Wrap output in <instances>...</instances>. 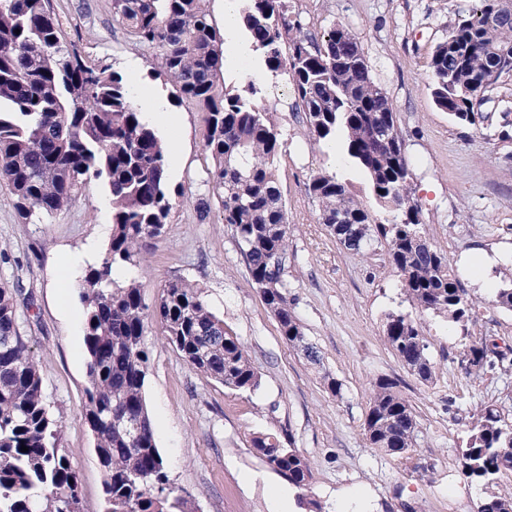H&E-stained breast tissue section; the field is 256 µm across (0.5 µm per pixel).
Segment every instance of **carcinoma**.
<instances>
[{
  "mask_svg": "<svg viewBox=\"0 0 512 512\" xmlns=\"http://www.w3.org/2000/svg\"><path fill=\"white\" fill-rule=\"evenodd\" d=\"M207 0H112L113 20L129 39L153 52L161 72L204 114L208 182L224 224L245 258L252 286L280 334L317 361L288 300V212L276 170L279 132L263 105L262 88L247 78L222 86L224 39ZM512 10L502 0H473L448 25L433 50L432 95L462 126L480 128L479 108L503 79H512ZM242 21L268 71L285 73L303 108L311 139L335 143L365 175L373 204L357 198L334 174L318 172L308 190L319 221L345 248L388 246L404 301L460 326L457 355L465 376L480 382L512 370V347L475 338L477 304L421 222L412 195L415 173L387 93L375 82L355 35L343 24L316 43L288 20L285 0H243ZM20 33H15V30ZM105 179L112 196V237L101 263L79 279L90 387L84 417L103 468L109 512H194L175 494L155 441L143 396L148 354L142 343L148 307L131 280L116 271L137 265L158 238L172 202L166 149L142 119L130 83L107 67L87 65L62 38L49 0H0V180L23 218L68 206L79 185ZM166 339L192 368L238 393L260 386L244 345L208 307L203 289L176 280L153 309ZM384 339L413 376L433 380L419 324L407 313L385 314ZM138 423L139 435L124 426ZM417 416L399 382L378 379L365 415L370 447L405 457L415 445ZM61 424L46 406L38 360L21 335L13 291L0 285V512H80L78 476L59 448ZM28 451H21V446ZM253 448L308 498L312 470L289 434L260 432ZM462 471L489 487L512 471V421L495 404L478 406L465 444ZM477 512H512V488L493 492Z\"/></svg>",
  "mask_w": 512,
  "mask_h": 512,
  "instance_id": "1",
  "label": "carcinoma"
}]
</instances>
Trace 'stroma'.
Instances as JSON below:
<instances>
[{"instance_id": "35a3bbf8", "label": "stroma", "mask_w": 512, "mask_h": 512, "mask_svg": "<svg viewBox=\"0 0 512 512\" xmlns=\"http://www.w3.org/2000/svg\"><path fill=\"white\" fill-rule=\"evenodd\" d=\"M470 0H287L288 18L321 38L347 26L360 42L375 81L396 113L415 172L413 197L433 243L462 267L474 251L497 257L484 279L461 276L481 306L472 333L512 346V311L494 302L512 277V80L499 83L478 129L455 124L432 98L431 56L448 25ZM63 39L85 62L106 66L143 84L181 116L178 152L168 172L173 208L160 239L142 251L133 269L147 306L166 283L183 279L203 288L210 309L243 342L261 378L252 395L236 394L197 372L168 344L156 317L145 321L149 350L144 396L157 447L171 484L197 512H302L297 491L252 447L254 433L284 430L313 472L312 495L325 512H476L483 487L462 472L457 455L475 408L493 403L512 417V372L472 383L456 350L461 331L448 319L418 315L436 379L423 383L390 351L383 337L386 312L411 307L401 295L386 246L356 253L319 224V205L307 185L327 172L352 183L368 200L366 182L340 154L312 143L287 75H268L264 101L281 133L278 177L291 229L288 294L303 331L319 356L311 363L281 337L250 284L248 267L219 207L198 209L208 196L203 115L178 100L157 77L158 61L134 44L112 18L111 0H51ZM112 202L104 181L87 182L68 207L22 218L0 183V284L16 291L22 336L39 360L49 410L62 423L59 446L79 475L81 512H108L105 475L84 420L90 386L84 342V306L75 288L58 285L63 257L78 271L99 264L108 238ZM342 384V397L325 377ZM398 379L414 406L418 432L408 457L368 447L364 420L373 383Z\"/></svg>"}]
</instances>
